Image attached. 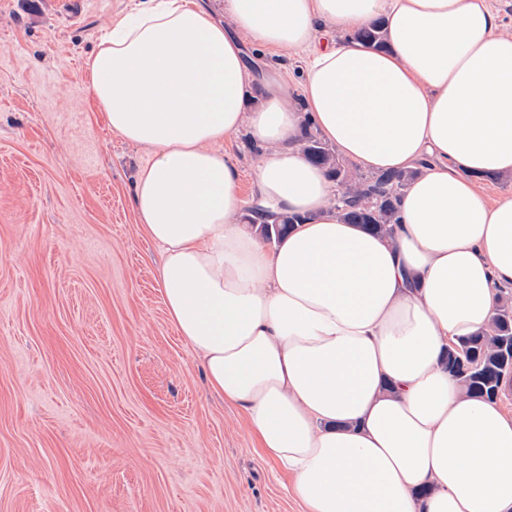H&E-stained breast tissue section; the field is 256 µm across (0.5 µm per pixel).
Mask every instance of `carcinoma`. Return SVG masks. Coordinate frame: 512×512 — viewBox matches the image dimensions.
Returning a JSON list of instances; mask_svg holds the SVG:
<instances>
[{
  "label": "carcinoma",
  "mask_w": 512,
  "mask_h": 512,
  "mask_svg": "<svg viewBox=\"0 0 512 512\" xmlns=\"http://www.w3.org/2000/svg\"><path fill=\"white\" fill-rule=\"evenodd\" d=\"M352 38L368 47H386L384 24L381 21L363 28ZM302 149L311 162L322 167L327 176L343 187L349 196L346 209H336L348 224H361L375 234L388 232L395 223L397 201L404 187L416 172L386 171L368 176H355L316 134L305 130ZM252 223L259 224L260 235L268 243L277 242L288 229L300 221L296 216L282 215L254 207ZM448 371L473 395L494 399L499 396L500 383L512 376V298L501 300L495 310L490 330L460 339L449 348L444 358Z\"/></svg>",
  "instance_id": "cac0c4a2"
}]
</instances>
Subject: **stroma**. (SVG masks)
<instances>
[{
  "mask_svg": "<svg viewBox=\"0 0 512 512\" xmlns=\"http://www.w3.org/2000/svg\"><path fill=\"white\" fill-rule=\"evenodd\" d=\"M138 0H0V512H303L169 321L146 148L82 89Z\"/></svg>",
  "mask_w": 512,
  "mask_h": 512,
  "instance_id": "stroma-1",
  "label": "stroma"
}]
</instances>
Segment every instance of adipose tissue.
<instances>
[{
    "instance_id": "1",
    "label": "adipose tissue",
    "mask_w": 512,
    "mask_h": 512,
    "mask_svg": "<svg viewBox=\"0 0 512 512\" xmlns=\"http://www.w3.org/2000/svg\"><path fill=\"white\" fill-rule=\"evenodd\" d=\"M139 0L87 61L113 132L152 150L133 210L168 317L304 512H512V411L443 362L512 290V35L489 0ZM383 20L388 47L351 35ZM308 60L300 96L251 49ZM411 170L383 235L344 223L306 125ZM258 149L251 190L224 142ZM302 222L274 247L249 198Z\"/></svg>"
}]
</instances>
